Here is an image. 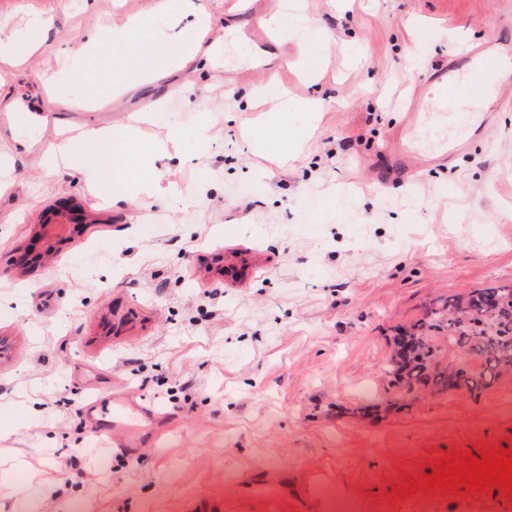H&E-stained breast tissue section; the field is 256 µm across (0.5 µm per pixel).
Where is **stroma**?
Wrapping results in <instances>:
<instances>
[{"mask_svg": "<svg viewBox=\"0 0 512 512\" xmlns=\"http://www.w3.org/2000/svg\"><path fill=\"white\" fill-rule=\"evenodd\" d=\"M153 6L0 0V38L49 24L0 113V512H328L304 492L314 480L358 512L512 507L499 490L391 496L436 460L512 448V374L476 395L384 372L433 303L512 285V106L496 104L512 71L489 76L474 112L465 87L435 115L425 94L468 44L512 43V0H190L198 40L223 27L229 54L171 77L158 120L140 126L181 132L161 189L145 195L139 171L109 206L81 156L61 167L54 148L149 106L146 87L106 84L88 101L97 68L80 46L131 17L143 36L167 34ZM325 33L317 80L268 65ZM270 82L286 97L256 102ZM312 97L313 114L298 106ZM282 114L306 133L284 161L245 132ZM458 135L463 150L435 154ZM61 207L90 220L43 265L15 267ZM116 398L149 410L152 440L98 443L84 407ZM266 472L287 478L288 501L249 496L247 478Z\"/></svg>", "mask_w": 512, "mask_h": 512, "instance_id": "1", "label": "stroma"}]
</instances>
